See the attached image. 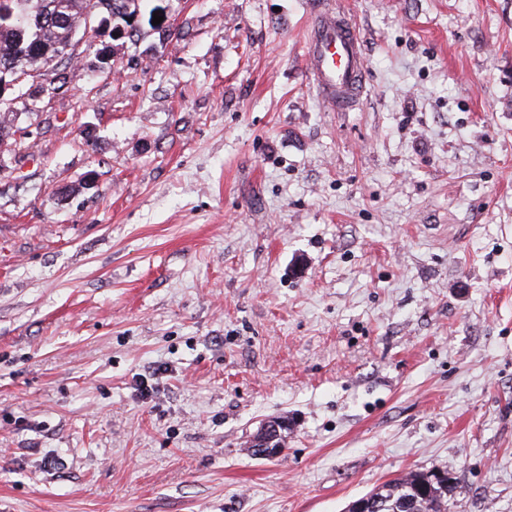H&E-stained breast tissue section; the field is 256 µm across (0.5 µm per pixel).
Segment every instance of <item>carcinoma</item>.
I'll use <instances>...</instances> for the list:
<instances>
[{
    "label": "carcinoma",
    "instance_id": "carcinoma-1",
    "mask_svg": "<svg viewBox=\"0 0 512 512\" xmlns=\"http://www.w3.org/2000/svg\"><path fill=\"white\" fill-rule=\"evenodd\" d=\"M102 0H0V76L18 81L0 101V138L11 134L17 106L27 105L29 89L50 75L43 91L54 93L65 84L66 65L75 58V46L89 36L87 20ZM112 14L124 26L125 36L136 35L128 21L138 12L139 0H110ZM455 489L449 470L440 474L410 472L368 493L378 499L377 512H448V493Z\"/></svg>",
    "mask_w": 512,
    "mask_h": 512
}]
</instances>
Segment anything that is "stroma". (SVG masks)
I'll use <instances>...</instances> for the list:
<instances>
[{
    "label": "stroma",
    "instance_id": "1",
    "mask_svg": "<svg viewBox=\"0 0 512 512\" xmlns=\"http://www.w3.org/2000/svg\"><path fill=\"white\" fill-rule=\"evenodd\" d=\"M338 2L346 111L307 0H141L15 112L0 512H346L443 468L448 512H512V0ZM307 67L312 85L333 112H343L363 92L359 34L332 0L311 2Z\"/></svg>",
    "mask_w": 512,
    "mask_h": 512
}]
</instances>
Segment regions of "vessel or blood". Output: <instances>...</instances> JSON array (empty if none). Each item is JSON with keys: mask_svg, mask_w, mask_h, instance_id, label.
I'll return each instance as SVG.
<instances>
[{"mask_svg": "<svg viewBox=\"0 0 512 512\" xmlns=\"http://www.w3.org/2000/svg\"><path fill=\"white\" fill-rule=\"evenodd\" d=\"M308 74L332 110L347 109L363 91L364 57L359 34L333 0H313L308 35Z\"/></svg>", "mask_w": 512, "mask_h": 512, "instance_id": "1", "label": "vessel or blood"}]
</instances>
